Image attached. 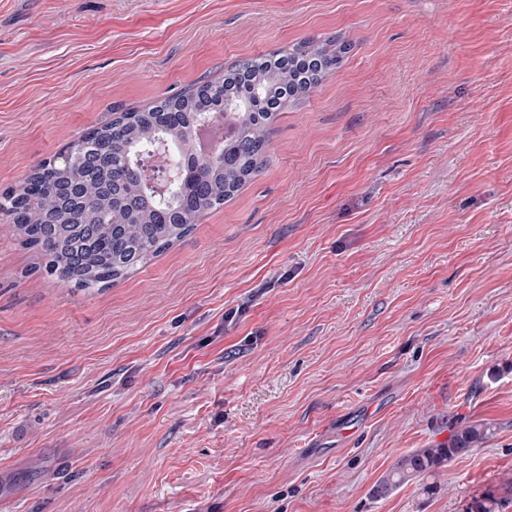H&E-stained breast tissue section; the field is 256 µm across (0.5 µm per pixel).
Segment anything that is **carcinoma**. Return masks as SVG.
<instances>
[{"label":"carcinoma","instance_id":"carcinoma-1","mask_svg":"<svg viewBox=\"0 0 512 512\" xmlns=\"http://www.w3.org/2000/svg\"><path fill=\"white\" fill-rule=\"evenodd\" d=\"M344 49L331 42L303 41L246 59L187 94L166 97L144 112L124 116L95 129L96 139L73 144L71 164L84 172L45 162L17 195L5 196L21 243L37 249L45 271L82 291L108 288L187 237L203 212L216 208L266 162V132L284 106L306 96L340 63ZM258 91L252 107L232 113L224 132V158L201 162L195 151L202 113ZM165 134L182 150L180 191L160 196L141 179V163ZM139 203L129 206L130 196ZM489 437V428L464 423L448 443L402 455L375 482L372 494L388 497L415 481L422 494L439 488L436 477L456 457ZM505 500L493 492L475 497L467 512H504Z\"/></svg>","mask_w":512,"mask_h":512}]
</instances>
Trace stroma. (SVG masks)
<instances>
[{"instance_id":"obj_1","label":"stroma","mask_w":512,"mask_h":512,"mask_svg":"<svg viewBox=\"0 0 512 512\" xmlns=\"http://www.w3.org/2000/svg\"><path fill=\"white\" fill-rule=\"evenodd\" d=\"M332 38L261 173L117 284L47 275L0 210V512H512V0H0V197ZM462 422L489 437L436 494L372 497Z\"/></svg>"}]
</instances>
